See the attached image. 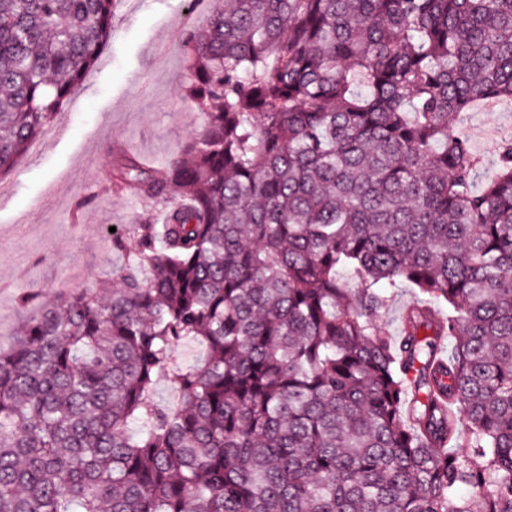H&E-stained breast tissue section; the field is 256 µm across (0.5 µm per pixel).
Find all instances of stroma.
I'll return each mask as SVG.
<instances>
[{"label":"stroma","mask_w":512,"mask_h":512,"mask_svg":"<svg viewBox=\"0 0 512 512\" xmlns=\"http://www.w3.org/2000/svg\"><path fill=\"white\" fill-rule=\"evenodd\" d=\"M213 0H117L112 36L69 101L0 174V348L8 349L33 307L97 287L127 255L108 245L110 227L147 206L116 189L120 153L161 166L181 155L203 125L184 96L182 35L205 26ZM473 151L491 158L512 129V100L476 104L455 122Z\"/></svg>","instance_id":"1"}]
</instances>
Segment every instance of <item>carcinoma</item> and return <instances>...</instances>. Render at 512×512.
<instances>
[{"label": "carcinoma", "mask_w": 512, "mask_h": 512, "mask_svg": "<svg viewBox=\"0 0 512 512\" xmlns=\"http://www.w3.org/2000/svg\"><path fill=\"white\" fill-rule=\"evenodd\" d=\"M113 2L0 0V172ZM183 42L200 134L114 175L163 210L0 352V512H512V135L477 191L450 128L512 99V0H224ZM416 291L409 283H403L397 287L394 301L378 318V326L384 336H390L392 339L401 336V309L415 296Z\"/></svg>", "instance_id": "carcinoma-1"}]
</instances>
